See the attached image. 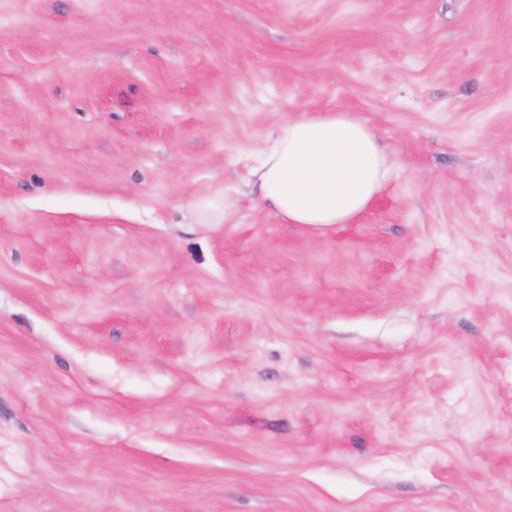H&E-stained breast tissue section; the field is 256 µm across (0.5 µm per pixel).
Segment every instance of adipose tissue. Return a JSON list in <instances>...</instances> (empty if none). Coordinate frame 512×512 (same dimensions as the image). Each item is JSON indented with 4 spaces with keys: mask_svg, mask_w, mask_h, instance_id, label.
Wrapping results in <instances>:
<instances>
[{
    "mask_svg": "<svg viewBox=\"0 0 512 512\" xmlns=\"http://www.w3.org/2000/svg\"><path fill=\"white\" fill-rule=\"evenodd\" d=\"M262 201L290 224H346L391 177L375 132L347 112H301L277 126L251 169Z\"/></svg>",
    "mask_w": 512,
    "mask_h": 512,
    "instance_id": "adipose-tissue-1",
    "label": "adipose tissue"
}]
</instances>
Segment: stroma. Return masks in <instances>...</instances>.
<instances>
[{
  "mask_svg": "<svg viewBox=\"0 0 512 512\" xmlns=\"http://www.w3.org/2000/svg\"><path fill=\"white\" fill-rule=\"evenodd\" d=\"M300 112L351 223L260 200ZM0 512H512V0H0ZM289 224H348L391 177L375 132L348 112H300L277 126L251 169ZM234 207L233 199L227 195H224L222 205L209 198H204L195 207L198 223L220 224L232 214Z\"/></svg>",
  "mask_w": 512,
  "mask_h": 512,
  "instance_id": "1",
  "label": "stroma"
}]
</instances>
